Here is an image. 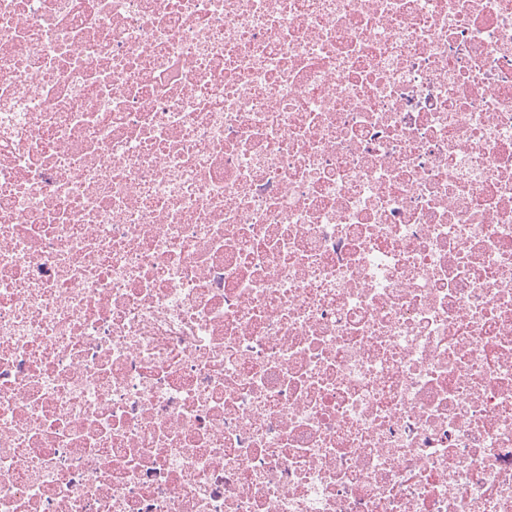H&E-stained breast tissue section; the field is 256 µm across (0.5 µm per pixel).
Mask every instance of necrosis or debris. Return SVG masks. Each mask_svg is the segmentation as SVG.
I'll return each instance as SVG.
<instances>
[{
  "mask_svg": "<svg viewBox=\"0 0 512 512\" xmlns=\"http://www.w3.org/2000/svg\"><path fill=\"white\" fill-rule=\"evenodd\" d=\"M0 512H512V0H0Z\"/></svg>",
  "mask_w": 512,
  "mask_h": 512,
  "instance_id": "4bbe7bcc",
  "label": "necrosis or debris"
}]
</instances>
